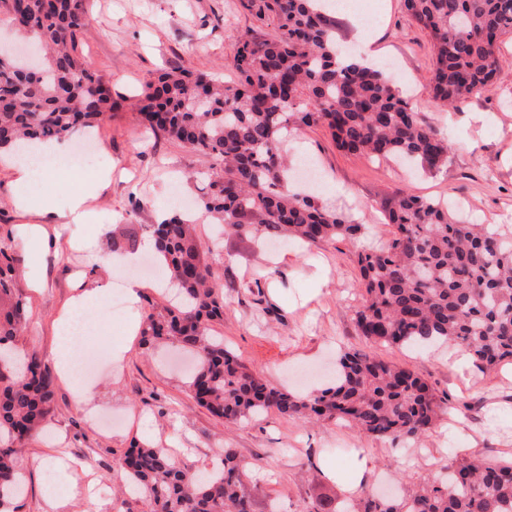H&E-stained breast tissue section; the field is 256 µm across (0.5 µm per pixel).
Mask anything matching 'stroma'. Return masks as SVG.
I'll return each instance as SVG.
<instances>
[{"instance_id":"obj_1","label":"stroma","mask_w":512,"mask_h":512,"mask_svg":"<svg viewBox=\"0 0 512 512\" xmlns=\"http://www.w3.org/2000/svg\"><path fill=\"white\" fill-rule=\"evenodd\" d=\"M358 3L375 15L378 62L392 66L414 112L448 139L447 166L423 172L349 155L325 129L303 127L289 136L287 153L293 161L312 162L319 175L314 195L363 225L359 239L307 247L243 238L203 221L196 229L205 256L222 272L224 319L213 324V334L267 384L301 393L332 381L340 353L365 346L354 326L362 301L356 255L391 237L383 209L397 194L460 201L473 223L512 225V38L503 41V65L493 81L447 110L429 93L431 41L412 25L404 0ZM276 30L274 17L257 18L242 0H90L76 53L122 104L93 132L112 179L88 202L91 223H67L65 199L46 198L38 189L27 211L17 210L4 165L8 154L0 152V240L20 259L16 281L27 315L20 341L48 366L56 364L61 309L80 291L111 285L119 273L108 263L115 225L157 223L179 200L196 197L193 175L211 165L188 146L145 128L136 102L146 82L175 68L236 80L238 38L268 37ZM19 224L46 225L57 246L32 250L16 236ZM33 272L45 282L42 291L30 286ZM161 291L159 282L144 283L128 315L116 316L106 306L90 317L87 342L105 351L88 376L94 402L77 408L69 386L56 383L43 432L20 450L25 478L14 512H116L121 501L115 492L123 483L117 463L135 439L201 472L219 464L222 448L236 449L255 471L248 482L255 512H267L271 504L277 512H302L318 498L338 503L363 462L369 492L388 487L406 495L464 451L489 460L512 457V364L482 371L448 346L375 348L381 358L418 372L455 406L416 444L397 448L345 424L306 425L274 412L227 424L194 401L187 373L170 367L169 352L125 335L130 317H143L149 303H162ZM122 346L128 352L118 370L111 354ZM97 417L115 422V429L100 430L93 423ZM52 473L69 493L59 507L42 496Z\"/></svg>"}]
</instances>
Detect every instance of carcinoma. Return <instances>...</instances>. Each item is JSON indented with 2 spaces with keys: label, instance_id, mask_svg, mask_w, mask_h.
Masks as SVG:
<instances>
[{
  "label": "carcinoma",
  "instance_id": "1",
  "mask_svg": "<svg viewBox=\"0 0 512 512\" xmlns=\"http://www.w3.org/2000/svg\"><path fill=\"white\" fill-rule=\"evenodd\" d=\"M277 20L270 38L236 43L238 81L220 83L186 69L146 84L138 110L151 130L211 159L196 210L209 224L249 237L320 245L356 239L362 225L288 188L282 143L299 127L327 129L350 155L396 157L429 171L451 146L418 119L378 67L344 64L334 21L320 0H242ZM430 38V93L445 106L479 94L501 69V38L512 35V0H404ZM13 24L41 40L37 73L0 49V149L66 139L120 109L104 78L76 56L89 0H0ZM393 237L357 256L363 299L359 336L372 345L441 341L486 369L512 361V226L470 224L440 199L401 193L388 207ZM179 304L154 307L140 327L146 344L195 354V400L229 423L274 411L307 423L345 421L360 434L404 442L426 433L442 412L434 389L410 368L375 352L346 351L336 380L302 397L249 372L210 334L224 319L219 271L201 254L196 222L174 213L147 228ZM0 245V348H16V374L0 358V504L21 489L15 446L37 435L53 410L55 380L43 358L17 344L25 308L13 277L18 259ZM208 476L177 465L161 448L132 443L119 461L135 490L127 512H253L245 466L232 448ZM347 512H512V461L451 459L446 475L399 500L362 495Z\"/></svg>",
  "mask_w": 512,
  "mask_h": 512
}]
</instances>
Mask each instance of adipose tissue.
I'll return each instance as SVG.
<instances>
[{
  "mask_svg": "<svg viewBox=\"0 0 512 512\" xmlns=\"http://www.w3.org/2000/svg\"><path fill=\"white\" fill-rule=\"evenodd\" d=\"M67 151L66 141H55L43 145L41 149L42 156L46 160L43 166H36L32 160L27 158L16 159L10 163L9 170L14 183V204L18 210H26L29 193L34 183L44 178L51 181L52 193L67 195L66 212L71 222L87 223L90 213L86 206V196L95 193L100 184L109 181L110 176L106 173L101 174L96 182L88 185L86 192L70 193L71 174L47 165L48 160L61 157ZM103 301V292L96 290L82 292L73 298L68 311L57 318L58 370L60 376L67 381L71 388L74 404L79 407L86 406L92 401L93 391L80 380L75 351L82 343L80 332L88 314L93 309L100 307Z\"/></svg>",
  "mask_w": 512,
  "mask_h": 512,
  "instance_id": "1",
  "label": "adipose tissue"
}]
</instances>
